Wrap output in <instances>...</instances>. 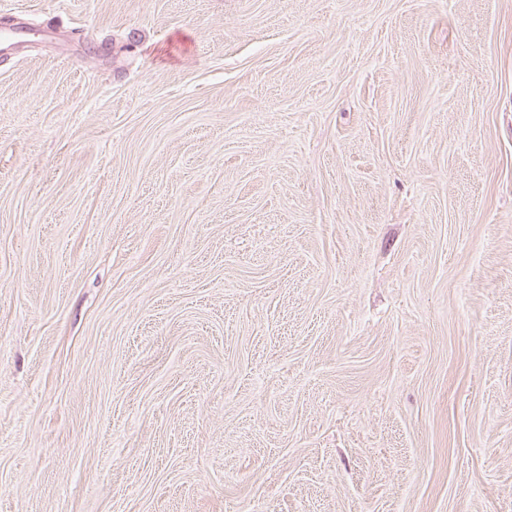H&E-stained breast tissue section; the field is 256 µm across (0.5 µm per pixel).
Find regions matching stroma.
Listing matches in <instances>:
<instances>
[{
	"label": "stroma",
	"instance_id": "1",
	"mask_svg": "<svg viewBox=\"0 0 512 512\" xmlns=\"http://www.w3.org/2000/svg\"><path fill=\"white\" fill-rule=\"evenodd\" d=\"M0 18V512H512V0Z\"/></svg>",
	"mask_w": 512,
	"mask_h": 512
}]
</instances>
